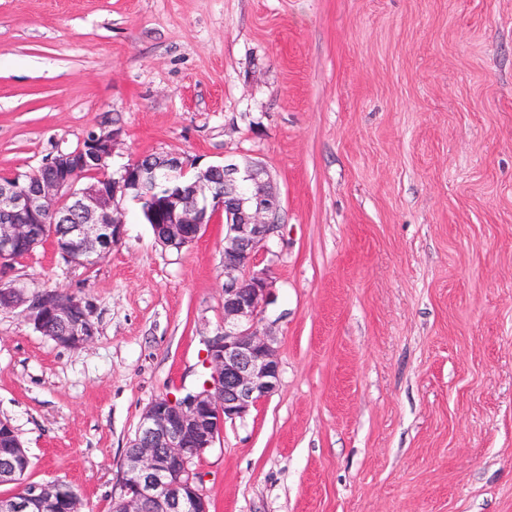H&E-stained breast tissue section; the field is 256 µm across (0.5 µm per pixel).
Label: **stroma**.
I'll return each mask as SVG.
<instances>
[{
	"label": "stroma",
	"instance_id": "1",
	"mask_svg": "<svg viewBox=\"0 0 512 512\" xmlns=\"http://www.w3.org/2000/svg\"><path fill=\"white\" fill-rule=\"evenodd\" d=\"M112 128L111 169L259 161L281 200L280 384L197 462L210 512H512V0H0V176ZM123 207L96 266L9 276L90 343L0 310V419L82 512L223 317V224L170 250Z\"/></svg>",
	"mask_w": 512,
	"mask_h": 512
}]
</instances>
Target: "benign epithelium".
Here are the masks:
<instances>
[{
	"instance_id": "1",
	"label": "benign epithelium",
	"mask_w": 512,
	"mask_h": 512,
	"mask_svg": "<svg viewBox=\"0 0 512 512\" xmlns=\"http://www.w3.org/2000/svg\"><path fill=\"white\" fill-rule=\"evenodd\" d=\"M121 131L91 132L72 151L58 150L27 180L0 179V308H23L34 329L54 325L52 340L78 349L96 335L89 308L55 290L33 294L2 283L20 253L46 241L73 266L96 265L124 235L119 202L136 200L157 241L181 250L224 220V325L205 341L209 379L180 396L162 395L143 411L125 452L117 512H209L199 461L224 431L279 385L280 361L270 333L260 329L271 296L260 255L279 235L281 204L257 163L210 165L190 172L175 154H148L112 174L109 159ZM98 181L80 184L87 168ZM0 446H17V432L0 420ZM17 456L0 463V485L13 483ZM78 496L60 481L37 483L20 496L0 497V512H79Z\"/></svg>"
}]
</instances>
